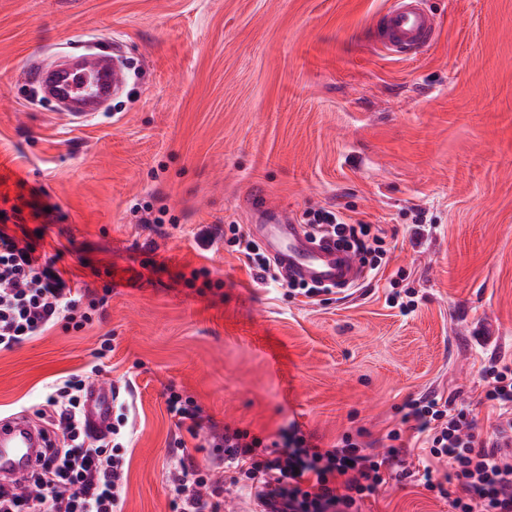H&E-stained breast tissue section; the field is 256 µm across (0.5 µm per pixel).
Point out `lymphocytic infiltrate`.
Returning a JSON list of instances; mask_svg holds the SVG:
<instances>
[{
	"instance_id": "obj_1",
	"label": "lymphocytic infiltrate",
	"mask_w": 512,
	"mask_h": 512,
	"mask_svg": "<svg viewBox=\"0 0 512 512\" xmlns=\"http://www.w3.org/2000/svg\"><path fill=\"white\" fill-rule=\"evenodd\" d=\"M6 220L0 209V351L58 326L79 332L100 318L102 300L59 268L61 252L48 254L37 244L20 242L8 233ZM309 225L351 250L363 275L376 276L387 266L381 227L351 224L329 211L314 212ZM197 238L205 246L222 241L237 248L256 282L309 299L321 294L320 288L286 279L241 225H210ZM480 380L483 402L499 411L494 430H483L477 416L454 398L425 394L404 403L402 425L387 433L390 447L381 456L349 433L331 447H320L295 422L272 438L231 427L207 432L194 400L168 389L166 409L176 426L204 447L223 449L228 475L221 481L183 464L175 467L169 476L174 512H222L218 496L227 483L256 490L271 512H361L389 480L409 478L401 466L405 425L433 459L419 471L420 482L441 495L446 484H454V512H512V461L497 454L512 433V361L491 357ZM85 387L79 374L51 386L45 405L68 445L43 448L35 469L0 484V512H120L128 421L118 419L104 435L88 433L82 421ZM437 463L448 466L446 481L437 479Z\"/></svg>"
}]
</instances>
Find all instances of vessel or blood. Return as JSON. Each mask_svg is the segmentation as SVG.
Here are the masks:
<instances>
[{
    "label": "vessel or blood",
    "mask_w": 512,
    "mask_h": 512,
    "mask_svg": "<svg viewBox=\"0 0 512 512\" xmlns=\"http://www.w3.org/2000/svg\"><path fill=\"white\" fill-rule=\"evenodd\" d=\"M374 26L380 49L402 59L414 57L429 46L438 28L425 0H391L387 8L375 15ZM34 79L51 94L82 104V111L72 115L73 120L82 122L88 118L87 107L96 99L122 90L125 65L118 55L109 61L100 56H85L69 67L40 69ZM249 211L262 221V247L288 277L338 288L359 280L361 269L357 260L338 247L334 239L311 238L284 208L262 195L253 197ZM83 413L90 433H106L112 422L110 393L98 383L88 384ZM43 445L42 432L29 421L1 417L0 479L28 472L36 465Z\"/></svg>",
    "instance_id": "obj_1"
}]
</instances>
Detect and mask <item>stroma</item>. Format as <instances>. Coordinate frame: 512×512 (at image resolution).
<instances>
[{
  "mask_svg": "<svg viewBox=\"0 0 512 512\" xmlns=\"http://www.w3.org/2000/svg\"><path fill=\"white\" fill-rule=\"evenodd\" d=\"M427 3L438 35L402 60L371 31L389 0H0V198L106 297L91 327L0 351V417L35 416L52 382L99 365L133 417L122 512H173L170 470L216 455L176 427L167 387L208 425L272 437L295 422L323 448L361 429L379 454L406 399L477 401L481 364L512 359V0ZM99 52L129 77L92 118L32 99L29 69ZM255 188L297 217L391 230L387 267L315 303L199 248L202 227H249ZM148 205L169 223H139ZM408 288L404 316L387 298ZM363 510L451 512L407 480Z\"/></svg>",
  "mask_w": 512,
  "mask_h": 512,
  "instance_id": "35a3bbf8",
  "label": "stroma"
}]
</instances>
